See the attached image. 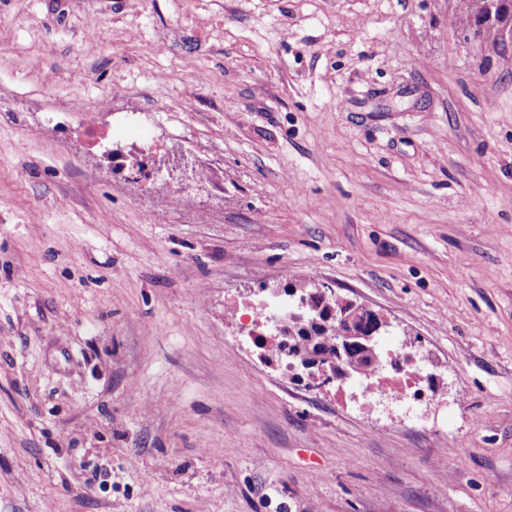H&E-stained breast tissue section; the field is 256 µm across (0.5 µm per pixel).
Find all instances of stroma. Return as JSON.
Segmentation results:
<instances>
[{"label": "stroma", "mask_w": 512, "mask_h": 512, "mask_svg": "<svg viewBox=\"0 0 512 512\" xmlns=\"http://www.w3.org/2000/svg\"><path fill=\"white\" fill-rule=\"evenodd\" d=\"M466 29L0 0V512H512V47ZM323 282L419 420L262 359L249 303ZM423 375V367L417 362L411 363L402 377V379L394 384L391 388L390 397L395 403H418L417 390H413L415 381L419 380Z\"/></svg>", "instance_id": "35a3bbf8"}]
</instances>
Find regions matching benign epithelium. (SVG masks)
Listing matches in <instances>:
<instances>
[{"instance_id":"obj_1","label":"benign epithelium","mask_w":512,"mask_h":512,"mask_svg":"<svg viewBox=\"0 0 512 512\" xmlns=\"http://www.w3.org/2000/svg\"><path fill=\"white\" fill-rule=\"evenodd\" d=\"M334 293L335 289L325 283L315 285V290L310 293L291 288L285 291L291 297L288 311H280L268 318L274 338L279 340L283 354H289L291 325L308 328L320 324L319 308L311 305L310 297L325 301ZM337 319L345 323L348 330L336 343V355L312 356L309 360L298 363L306 371L307 385L312 389L322 391L336 380H347L366 374V365L350 358L351 350L356 348L367 355L377 356L379 336L375 325L387 323L380 314L353 301L337 314Z\"/></svg>"}]
</instances>
